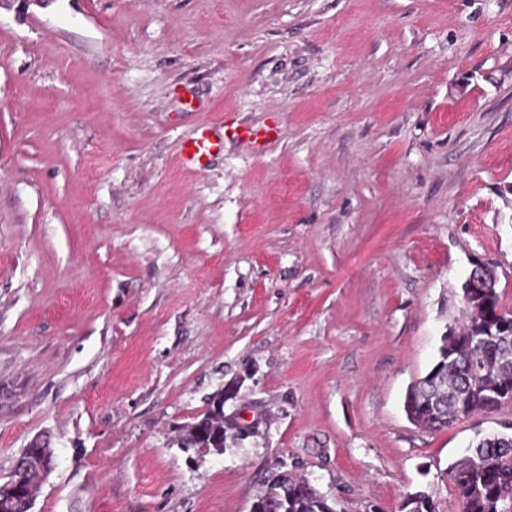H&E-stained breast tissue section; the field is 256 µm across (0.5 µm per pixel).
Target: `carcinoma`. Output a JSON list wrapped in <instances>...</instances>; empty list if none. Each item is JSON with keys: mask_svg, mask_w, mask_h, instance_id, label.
Returning a JSON list of instances; mask_svg holds the SVG:
<instances>
[{"mask_svg": "<svg viewBox=\"0 0 512 512\" xmlns=\"http://www.w3.org/2000/svg\"><path fill=\"white\" fill-rule=\"evenodd\" d=\"M488 306V317L467 323L468 329L481 337V344L462 346L452 363L444 359L445 347H440L441 359L409 389L406 401L414 406L424 428L445 429L476 413L494 411L497 402L487 392L493 382L508 391L512 389V340L506 342L496 336L494 317L501 309L499 294L489 299ZM220 437H224L222 391L209 398L207 411L183 434L181 448L187 452ZM19 459L52 465L55 453L48 444L32 442ZM448 475L458 490L459 512H512V424L506 432L469 443L462 456L448 467ZM10 479L18 482L22 492L13 497L8 512H28L27 500L35 496L39 486L37 469L27 470L17 462ZM265 483L266 489L251 512H328V500L304 478L284 476L281 470L273 469ZM402 508L407 512H435L424 494L408 497Z\"/></svg>", "mask_w": 512, "mask_h": 512, "instance_id": "obj_1", "label": "carcinoma"}]
</instances>
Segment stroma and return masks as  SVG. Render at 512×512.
<instances>
[{
	"mask_svg": "<svg viewBox=\"0 0 512 512\" xmlns=\"http://www.w3.org/2000/svg\"><path fill=\"white\" fill-rule=\"evenodd\" d=\"M475 258L512 311V0H0V482L48 436L32 512H250L274 467L458 512L512 404L404 400ZM218 392L255 432L189 461ZM278 135L276 127L265 128H249L239 127L233 125H224V136L228 138L231 136L233 139L245 140L251 143H259L260 141H269ZM213 146L208 135L203 132L184 144L183 158L187 163L201 167L203 160L210 155Z\"/></svg>",
	"mask_w": 512,
	"mask_h": 512,
	"instance_id": "obj_1",
	"label": "stroma"
}]
</instances>
